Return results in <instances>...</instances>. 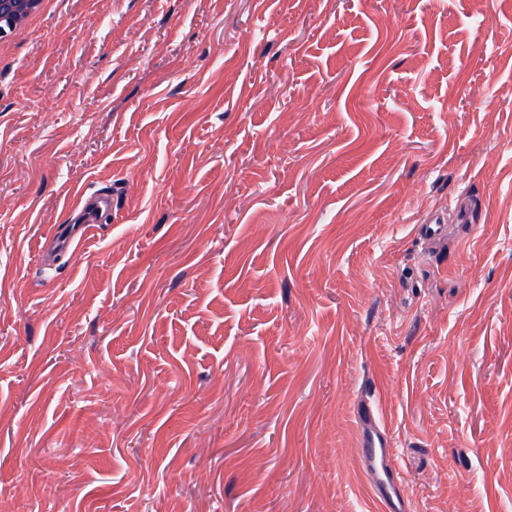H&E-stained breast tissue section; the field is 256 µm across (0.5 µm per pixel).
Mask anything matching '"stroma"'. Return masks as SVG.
<instances>
[{"mask_svg": "<svg viewBox=\"0 0 512 512\" xmlns=\"http://www.w3.org/2000/svg\"><path fill=\"white\" fill-rule=\"evenodd\" d=\"M363 396L410 512H512V0H54L0 46V512H377ZM72 212H78V222L54 237L52 253L74 251L85 238L93 224H99L104 215L112 217V195L105 191L81 192L72 203Z\"/></svg>", "mask_w": 512, "mask_h": 512, "instance_id": "obj_1", "label": "stroma"}]
</instances>
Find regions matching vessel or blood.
Returning <instances> with one entry per match:
<instances>
[{"instance_id": "1", "label": "vessel or blood", "mask_w": 512, "mask_h": 512, "mask_svg": "<svg viewBox=\"0 0 512 512\" xmlns=\"http://www.w3.org/2000/svg\"><path fill=\"white\" fill-rule=\"evenodd\" d=\"M78 212L77 223L54 237L52 252L74 251L85 238L92 225L112 212V196L105 191L82 192L72 204ZM356 419L359 427V451L369 490L379 512H408V496L404 479L390 464L392 437L380 421L373 407L358 404Z\"/></svg>"}]
</instances>
